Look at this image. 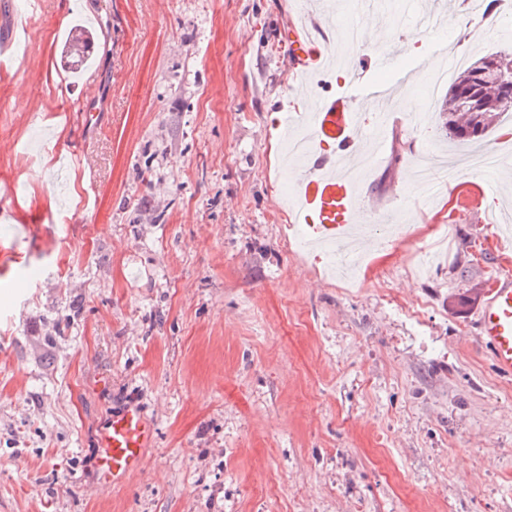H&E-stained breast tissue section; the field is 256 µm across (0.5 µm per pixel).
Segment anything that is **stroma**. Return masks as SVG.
<instances>
[{
	"label": "stroma",
	"instance_id": "stroma-1",
	"mask_svg": "<svg viewBox=\"0 0 512 512\" xmlns=\"http://www.w3.org/2000/svg\"><path fill=\"white\" fill-rule=\"evenodd\" d=\"M0 0V512H512V376L476 314L512 241L505 165L459 176L424 217L423 147L457 168L435 117L385 131L361 187L449 248H371L358 285L336 250L289 224L279 108L316 105L280 30L372 22L379 49L455 68L512 57L465 0L456 28L418 29L417 0ZM93 19V64L62 50ZM138 404L155 425L144 473L95 482L97 426Z\"/></svg>",
	"mask_w": 512,
	"mask_h": 512
}]
</instances>
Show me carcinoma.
<instances>
[{
  "label": "carcinoma",
  "mask_w": 512,
  "mask_h": 512,
  "mask_svg": "<svg viewBox=\"0 0 512 512\" xmlns=\"http://www.w3.org/2000/svg\"><path fill=\"white\" fill-rule=\"evenodd\" d=\"M75 31L78 35L74 39L73 50L80 53L90 50L93 44L92 32L84 26L75 27ZM492 58L506 64L512 62L498 53L475 57L449 85L442 109V120L445 129L448 130V140L478 143L500 126L504 113L512 112V98L503 96L501 89L494 82L489 80L481 84L476 78L480 68ZM472 91L480 95L484 111L467 112L462 116L458 109V101L464 93Z\"/></svg>",
  "instance_id": "obj_1"
}]
</instances>
